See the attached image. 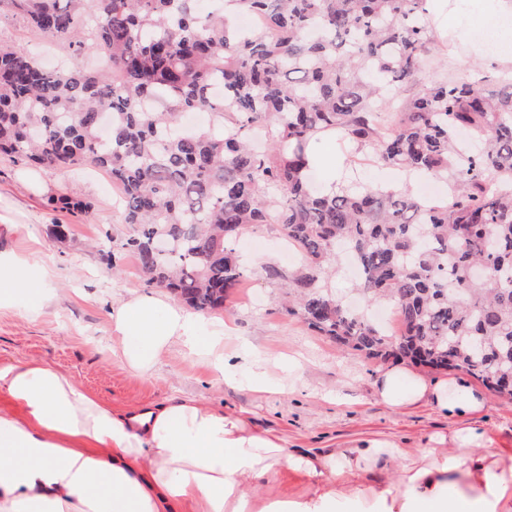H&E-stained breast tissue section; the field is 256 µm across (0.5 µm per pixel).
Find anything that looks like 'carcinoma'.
I'll list each match as a JSON object with an SVG mask.
<instances>
[{
    "label": "carcinoma",
    "instance_id": "carcinoma-1",
    "mask_svg": "<svg viewBox=\"0 0 512 512\" xmlns=\"http://www.w3.org/2000/svg\"><path fill=\"white\" fill-rule=\"evenodd\" d=\"M428 0H0L56 46L104 56L97 72L48 71L0 43V154L50 169L85 162L121 193L123 248L149 286L209 312L245 279L238 232L278 227L304 257L265 267L290 312L369 360L462 370L512 401V78L436 77L402 87L434 46ZM260 15L246 32L227 12ZM208 109L217 128L183 133ZM111 116L102 139L98 115ZM330 134L406 175L448 182L429 205L409 185L330 193L303 175ZM350 247L355 289L395 307L390 333L330 286Z\"/></svg>",
    "mask_w": 512,
    "mask_h": 512
}]
</instances>
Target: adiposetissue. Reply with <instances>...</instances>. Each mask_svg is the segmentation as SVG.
<instances>
[{"label":"adipose tissue","mask_w":512,"mask_h":512,"mask_svg":"<svg viewBox=\"0 0 512 512\" xmlns=\"http://www.w3.org/2000/svg\"><path fill=\"white\" fill-rule=\"evenodd\" d=\"M441 24L467 21L483 44L512 58V0H467L466 16L434 6ZM42 273L25 258L0 257V303L43 304ZM117 357L151 370L173 341L239 379L218 341L199 333L183 309L156 295L112 311ZM384 404H427L448 416L481 410L483 395L465 380L432 381L401 368L380 375ZM0 512H512V453L482 451L484 432L464 427L421 449L363 438L339 448L293 451L240 413L175 398L135 418L112 409L70 376L40 362L0 363ZM401 460L396 481L364 476ZM300 477L296 493L276 487L279 471Z\"/></svg>","instance_id":"1"}]
</instances>
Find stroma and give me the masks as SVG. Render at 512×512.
Segmentation results:
<instances>
[{"label": "stroma", "mask_w": 512, "mask_h": 512, "mask_svg": "<svg viewBox=\"0 0 512 512\" xmlns=\"http://www.w3.org/2000/svg\"><path fill=\"white\" fill-rule=\"evenodd\" d=\"M0 29L11 42L28 45L39 62L55 60L75 68L96 63L93 53L65 51L29 31L22 19L0 10ZM442 45L440 69H422L408 84L413 97L437 73L465 79L481 70L512 76V62L494 54L475 58L470 37L432 26ZM39 176L32 188L25 174ZM118 190L92 164L50 170L0 155V254H23L34 267H50L44 283L51 300L41 307L18 302L0 307V362L38 361L71 376L101 403L125 412L150 408L171 398L189 397L244 413L260 430L276 434L289 449L338 448L361 438L426 446L433 435L462 426L486 434L485 449L512 450V403L485 393V404L469 417H450L420 404L404 410L386 406L374 382L385 366L315 335L281 301V290L265 277L274 263L288 268L301 256L267 229L239 238L235 247L247 265L241 288L222 309L191 312L200 331L221 338L226 354L249 353L283 380L280 392L258 393L246 383L218 379L180 342H173L146 374L113 356V308L138 295L157 294L137 270L123 244L131 233L123 224Z\"/></svg>", "instance_id": "35a3bbf8"}]
</instances>
